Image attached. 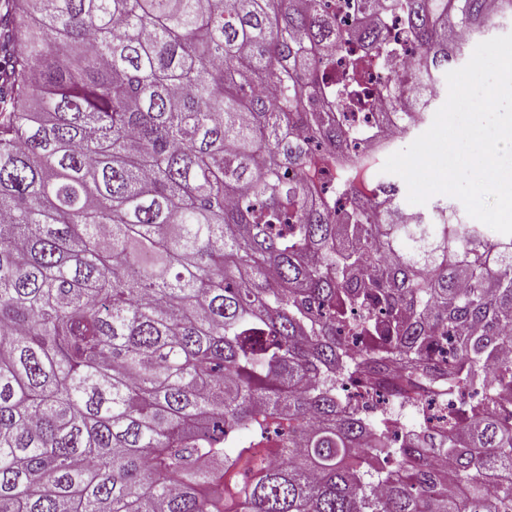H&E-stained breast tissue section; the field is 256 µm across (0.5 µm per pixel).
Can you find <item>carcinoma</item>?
<instances>
[{
    "mask_svg": "<svg viewBox=\"0 0 512 512\" xmlns=\"http://www.w3.org/2000/svg\"><path fill=\"white\" fill-rule=\"evenodd\" d=\"M352 8L0 0V512H512V235L405 224L350 154L389 15L411 129L494 19ZM396 361L441 435L349 394ZM456 406V402L452 397H444L442 399H436L432 403L424 400H418L414 403V406H410L417 417V413H423L432 417L431 423L429 424V432L435 433L440 430L443 424V419L448 414V407Z\"/></svg>",
    "mask_w": 512,
    "mask_h": 512,
    "instance_id": "carcinoma-1",
    "label": "carcinoma"
}]
</instances>
